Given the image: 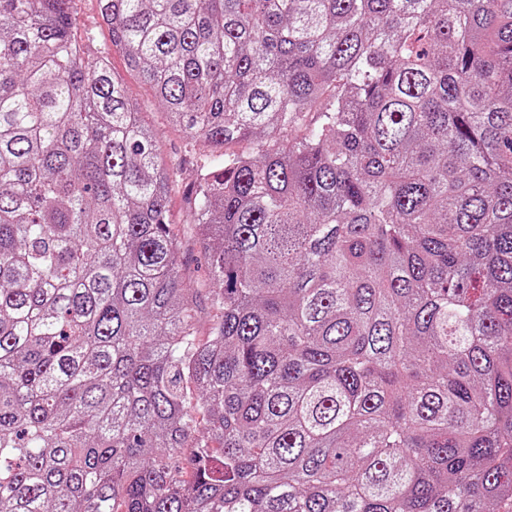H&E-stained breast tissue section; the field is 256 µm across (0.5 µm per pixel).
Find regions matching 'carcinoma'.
Masks as SVG:
<instances>
[{"mask_svg": "<svg viewBox=\"0 0 512 512\" xmlns=\"http://www.w3.org/2000/svg\"><path fill=\"white\" fill-rule=\"evenodd\" d=\"M97 2L210 314L75 0H0V512H512V0ZM77 8L76 36L82 41L90 38L97 51L109 54L113 69L125 78L130 95L137 100L143 119L159 130L161 156L180 164L179 189L172 192L169 205L172 220L178 224L183 220L187 209L185 196L193 189L195 180L196 156L189 149L186 134L181 128L167 123L165 111L154 99L149 87L141 81L137 73L127 68L123 55L112 50L111 34L101 20L97 1L81 0Z\"/></svg>", "mask_w": 512, "mask_h": 512, "instance_id": "cac0c4a2", "label": "carcinoma"}]
</instances>
